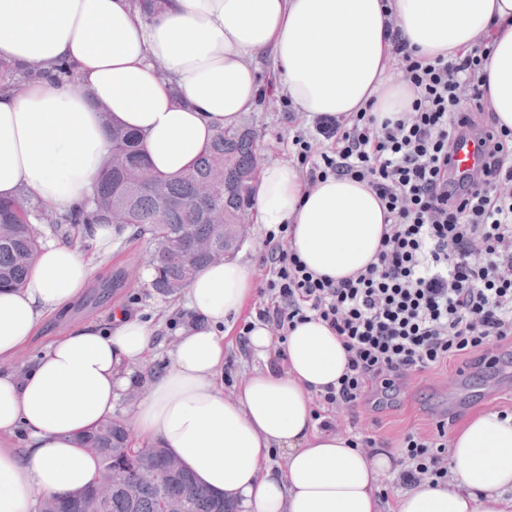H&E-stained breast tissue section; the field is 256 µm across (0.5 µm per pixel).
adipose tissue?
I'll return each instance as SVG.
<instances>
[{
	"label": "adipose tissue",
	"instance_id": "1",
	"mask_svg": "<svg viewBox=\"0 0 512 512\" xmlns=\"http://www.w3.org/2000/svg\"><path fill=\"white\" fill-rule=\"evenodd\" d=\"M390 11L423 59L486 37L489 100L512 129V0H0V61L47 72L23 94L0 91V199L23 190L69 212L112 148L111 123L140 134L152 174L177 175L217 130L238 126L266 84L310 120L368 108L377 120L397 118L413 92L392 75ZM260 49L273 65L266 83L253 60ZM62 61L72 82L49 76ZM252 205L258 223L290 225L291 247L310 270L336 279L373 260L385 228L366 184L331 177L310 190L287 162H261ZM86 235L93 253L41 245L25 284L0 291V512H33L41 497L89 486L99 460L77 439L132 391L128 433L178 458L239 512H512V416L496 411L453 431L448 483L384 500L379 479L400 471L398 450L369 454L317 427L314 398L347 367L318 318L290 329L280 350L256 325L248 342L268 364L226 396L217 380L224 339L255 293L254 269L238 259L195 272L160 369L145 363L153 328L124 309L105 325H73L14 366L44 322L88 288L117 228L93 224ZM275 450L284 468L272 466Z\"/></svg>",
	"mask_w": 512,
	"mask_h": 512
}]
</instances>
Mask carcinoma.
<instances>
[{
  "label": "carcinoma",
  "instance_id": "obj_1",
  "mask_svg": "<svg viewBox=\"0 0 512 512\" xmlns=\"http://www.w3.org/2000/svg\"><path fill=\"white\" fill-rule=\"evenodd\" d=\"M35 65L0 64V88L19 92L37 76ZM114 161L102 166L85 203L75 212L60 215L25 191L8 202L0 201V289L24 283L34 254L44 238L47 224L61 237L71 236L67 225L112 224L114 215H124L122 230L146 235L153 245L151 263L157 269L152 288L163 296L183 290L202 266L217 261V255L240 247L234 228L242 223L252 204L251 193L239 188L243 176H257V144L252 128L220 129L209 147L184 173L156 176L162 188L130 184V174L145 166L138 137L123 128L110 130ZM224 172V182L212 188L201 201L196 190ZM84 448L96 449L101 459L98 478L73 495L39 500L35 512H235L233 504L204 489L194 475L183 469L156 487L144 482L131 466L135 448L127 443L123 422L109 419L80 438ZM126 470L128 486L101 501L96 489L112 483V469Z\"/></svg>",
  "mask_w": 512,
  "mask_h": 512
}]
</instances>
